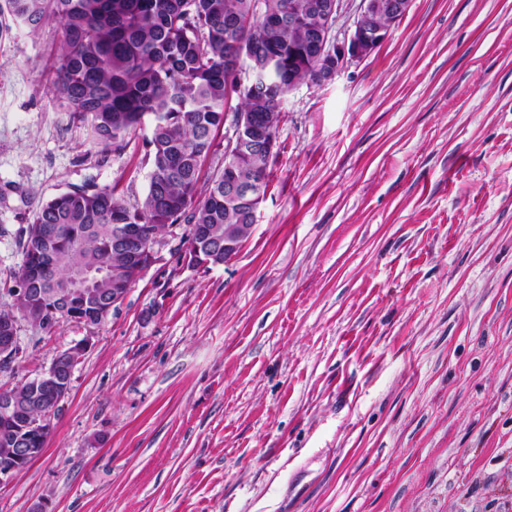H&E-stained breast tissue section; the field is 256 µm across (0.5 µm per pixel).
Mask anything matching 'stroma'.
I'll use <instances>...</instances> for the list:
<instances>
[{"instance_id": "obj_1", "label": "stroma", "mask_w": 512, "mask_h": 512, "mask_svg": "<svg viewBox=\"0 0 512 512\" xmlns=\"http://www.w3.org/2000/svg\"><path fill=\"white\" fill-rule=\"evenodd\" d=\"M55 22L0 35V312L22 228L87 180L148 186L48 90ZM257 221L182 229L95 329L0 512H500L512 502V0H413L283 105ZM20 325L9 388L86 336ZM219 248L211 244L209 238L201 235L199 240L189 248H184L182 254L183 258L193 267H205L211 263V258L214 253H217Z\"/></svg>"}]
</instances>
